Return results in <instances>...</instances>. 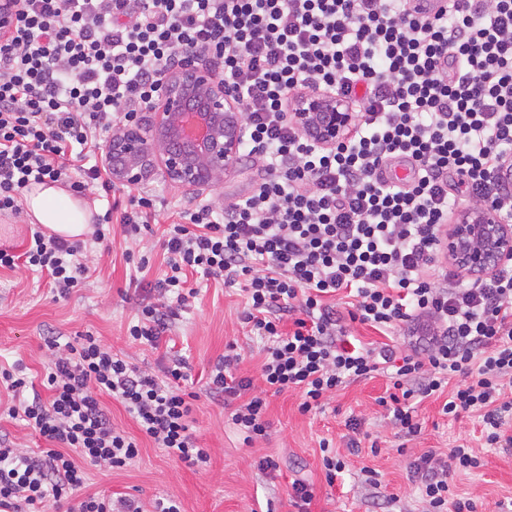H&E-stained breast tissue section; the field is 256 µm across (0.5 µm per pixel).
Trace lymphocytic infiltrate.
I'll return each mask as SVG.
<instances>
[{
    "mask_svg": "<svg viewBox=\"0 0 512 512\" xmlns=\"http://www.w3.org/2000/svg\"><path fill=\"white\" fill-rule=\"evenodd\" d=\"M206 54L246 121V152L265 176L217 209L183 208L162 232L165 271L155 300L138 305L131 342L158 347L192 306L191 273L240 285L242 320L260 342L258 378L238 374L227 344L206 382L224 398L245 445L267 439L266 393L298 391L300 412L374 374L390 381L379 403L418 435V404L443 415L480 413L488 445L512 447V262L458 281L441 265L454 188L512 220V0H450L424 15L413 0H24L0 45V215H16L35 184L96 188L101 243L121 224L137 239L157 215L153 193L118 192L85 148L107 146L118 122L150 106L164 74ZM328 92L356 114L331 148L288 116L299 96ZM400 159L409 183L380 176ZM45 274L57 298L82 287L81 244L31 228L25 252L0 247V269ZM388 336L423 325L422 347L362 342L349 323ZM48 397L26 396L19 372L0 369L9 418L46 442L28 450L0 436V512H47L85 488L84 462L122 470L139 455L100 402H120L155 446L200 471L208 449L191 431L193 393L181 356L162 375L129 363L98 337L49 338ZM472 449L428 452L413 463L425 512H475L451 497L448 475L478 468ZM76 512L152 510L128 494L86 495Z\"/></svg>",
    "mask_w": 512,
    "mask_h": 512,
    "instance_id": "1",
    "label": "lymphocytic infiltrate"
}]
</instances>
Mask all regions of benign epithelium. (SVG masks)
<instances>
[{
	"label": "benign epithelium",
	"instance_id": "1",
	"mask_svg": "<svg viewBox=\"0 0 512 512\" xmlns=\"http://www.w3.org/2000/svg\"><path fill=\"white\" fill-rule=\"evenodd\" d=\"M22 0H0V43L12 35ZM148 119L134 117L112 133L104 163L112 181L137 185L159 170L172 185L195 194L216 190L243 148L245 128L237 102L198 58L168 72ZM290 118L315 144L330 148L345 136L355 113L336 96L297 99ZM448 259L486 276L512 256V228L495 210L462 209L448 225Z\"/></svg>",
	"mask_w": 512,
	"mask_h": 512
}]
</instances>
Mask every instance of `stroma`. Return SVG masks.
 I'll return each mask as SVG.
<instances>
[{"label": "stroma", "instance_id": "1", "mask_svg": "<svg viewBox=\"0 0 512 512\" xmlns=\"http://www.w3.org/2000/svg\"><path fill=\"white\" fill-rule=\"evenodd\" d=\"M264 175L261 164L237 158L235 170L226 176L221 188L208 194V201L222 205L248 196ZM155 194L158 224L144 231L140 251L150 252L151 269L142 285L152 288L164 270L158 239L164 224L174 219L184 205L199 203L189 194L154 177L145 184ZM89 277L82 288L65 300H54L45 277L26 268L0 270V365L22 366L34 385H41L45 367L52 355L45 345L49 336L90 333L99 336L114 351L122 352L133 365L160 370L163 349L129 342L127 327L137 304L127 289L131 269L124 254L126 242L120 226H113L109 246L83 239ZM195 306L175 320L167 337L180 350L191 367L198 398L193 403L191 426L198 443L208 448L211 461L207 470L196 472L156 448L139 430L123 405L111 398L103 404L113 424L136 437L140 454L123 471L88 467L87 492L109 495L128 493L144 505L156 498L177 499L183 512H293L289 492L293 479L304 478L314 488L312 512H423L420 483L410 469L412 462L427 452L449 453L460 445L474 448L481 467L466 473L450 474L454 491L471 498L476 512H499L498 504L512 499V450L486 447L478 415L464 414L452 419L442 416L439 401L429 399L418 408L422 423L420 435L409 437L392 427L386 411L377 400L388 381L374 376L353 383L327 400L322 410L308 414L298 409L300 396L288 390L268 395L267 418L271 423L269 440L243 445L227 420L224 403L206 392L199 380L234 342L242 356L239 372L257 376L261 363L258 345L246 334L241 323L245 296L238 287L197 280ZM359 420L368 440L360 448L349 445L353 432L350 420ZM379 440V453H371L370 437ZM332 439L346 464L344 482L328 486L321 468L320 439ZM273 457L279 464L274 474L263 473L261 458ZM380 472L383 492L361 483V468Z\"/></svg>", "mask_w": 512, "mask_h": 512}]
</instances>
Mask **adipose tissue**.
<instances>
[{
  "instance_id": "ef3b65f1",
  "label": "adipose tissue",
  "mask_w": 512,
  "mask_h": 512,
  "mask_svg": "<svg viewBox=\"0 0 512 512\" xmlns=\"http://www.w3.org/2000/svg\"><path fill=\"white\" fill-rule=\"evenodd\" d=\"M24 202L35 222L42 224L54 234L77 240L89 230L92 211L88 203L73 196L60 184L32 186L26 192Z\"/></svg>"
}]
</instances>
